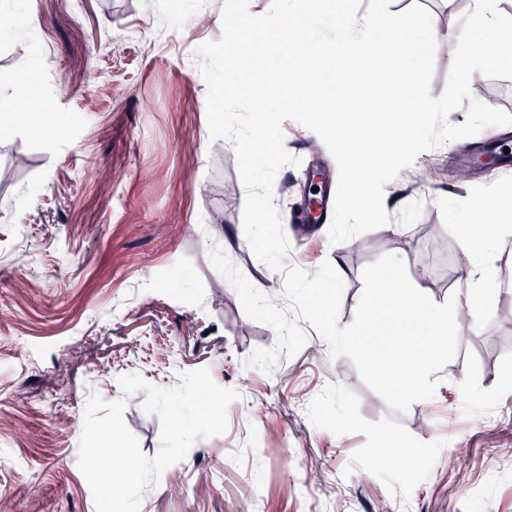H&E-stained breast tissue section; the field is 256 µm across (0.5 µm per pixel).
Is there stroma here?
<instances>
[{
	"mask_svg": "<svg viewBox=\"0 0 512 512\" xmlns=\"http://www.w3.org/2000/svg\"><path fill=\"white\" fill-rule=\"evenodd\" d=\"M424 6L452 33L467 0ZM225 0H8L16 29L0 31V88L32 79L40 131L0 135V491L9 512H96L78 467L91 396L125 404L143 453L162 447L148 394L208 369L234 390L225 432L196 440L148 487L140 512H512V165L487 168L484 134L420 154L384 187L393 236L341 243L328 226L290 240L284 270L254 254L244 231L246 188L230 141L212 138L200 45L223 34ZM474 99L512 114V68L485 72ZM286 149L272 190L280 216L315 197L313 162L338 167L321 138L284 121ZM495 185L503 229L484 318L457 331L432 399L390 409L354 363L302 323L306 342L271 372L248 365L277 344L244 312L213 265L223 249L260 293L287 308L285 269L343 280L339 327L352 324L362 271L398 256L425 302L464 293V224L477 188ZM402 451L381 462L382 449ZM415 480H406V473Z\"/></svg>",
	"mask_w": 512,
	"mask_h": 512,
	"instance_id": "obj_1",
	"label": "stroma"
}]
</instances>
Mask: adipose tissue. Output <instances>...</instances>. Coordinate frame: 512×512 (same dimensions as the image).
I'll list each match as a JSON object with an SVG mask.
<instances>
[{
  "label": "adipose tissue",
  "mask_w": 512,
  "mask_h": 512,
  "mask_svg": "<svg viewBox=\"0 0 512 512\" xmlns=\"http://www.w3.org/2000/svg\"><path fill=\"white\" fill-rule=\"evenodd\" d=\"M463 81H474L484 72L512 61V24L500 16L498 0H470L469 10L460 18L455 37ZM499 222L481 224L479 233L466 234L462 247L468 258L466 297H453L445 305L422 306L417 284L387 270L369 285L371 305L390 306L399 320L419 315L424 328L418 341L407 342L392 352L389 361L368 355L369 365L380 381L412 380L426 387L434 370L447 357L448 340L460 328L461 316L478 321L482 313L472 306L469 297L490 292L489 269L495 255Z\"/></svg>",
  "instance_id": "obj_1"
}]
</instances>
